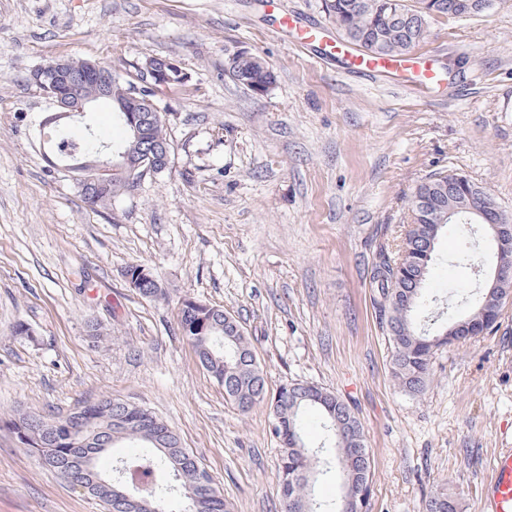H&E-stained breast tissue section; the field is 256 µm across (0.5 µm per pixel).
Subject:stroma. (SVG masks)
<instances>
[{
    "label": "stroma",
    "instance_id": "35a3bbf8",
    "mask_svg": "<svg viewBox=\"0 0 512 512\" xmlns=\"http://www.w3.org/2000/svg\"><path fill=\"white\" fill-rule=\"evenodd\" d=\"M286 13L329 24L321 0H0V512H104L2 423L105 395L166 421L233 512H278L270 407L225 400L179 330L187 298L240 321L269 390L309 382L355 410L373 459L363 512H423L440 488L480 512L490 458L512 442V300L490 332L435 351L415 398L392 380L371 270L431 174H462L512 214V0L431 20L414 53L441 77L420 91L345 73L281 29ZM237 52L274 70L267 93L226 73ZM148 55L189 75L154 97L170 169L89 206L41 155L49 100L27 77L57 58L125 76ZM437 253L427 293L444 302L476 295L475 266L494 261L454 224ZM134 263L163 296L130 288Z\"/></svg>",
    "mask_w": 512,
    "mask_h": 512
}]
</instances>
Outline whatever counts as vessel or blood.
<instances>
[{
    "instance_id": "b4317fda",
    "label": "vessel or blood",
    "mask_w": 512,
    "mask_h": 512,
    "mask_svg": "<svg viewBox=\"0 0 512 512\" xmlns=\"http://www.w3.org/2000/svg\"><path fill=\"white\" fill-rule=\"evenodd\" d=\"M296 40L301 46L319 45L325 54L339 57L348 73L369 76L389 73L401 85L426 86L437 80L432 65L425 60L411 63L385 56L368 57L337 40H326L319 24L297 27ZM491 478L484 488L482 512H512V448L500 449L490 461Z\"/></svg>"
}]
</instances>
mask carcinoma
<instances>
[{
    "instance_id": "1",
    "label": "carcinoma",
    "mask_w": 512,
    "mask_h": 512,
    "mask_svg": "<svg viewBox=\"0 0 512 512\" xmlns=\"http://www.w3.org/2000/svg\"><path fill=\"white\" fill-rule=\"evenodd\" d=\"M323 8L347 43L363 52L392 57L414 49L425 38L434 15L448 16V0H414L412 5L406 0H323ZM104 70L112 73L106 100L112 102L113 120L124 132L118 144L131 150L132 161L152 158L159 173H164L170 165V145L163 114L152 107L144 108L140 112V137L131 138L117 107L132 93L136 79L123 78L109 66ZM228 72L245 88L270 87L276 80L266 61L252 53L230 60ZM68 74L84 89L98 85V78L85 73L80 61L71 62ZM53 116L52 112L46 113L47 124L40 129L45 158L64 166L73 157L97 155L101 147L97 136L71 139L61 133V124ZM78 185L83 199L91 204H105L122 190L118 179L106 184L80 181ZM448 193V178L440 173L418 184L408 208L415 213L418 204L425 206L419 219L421 228L406 234L402 261L382 249L372 267L371 286L377 293L380 325L392 353V376L402 391L413 397L427 391L434 351L446 344L442 334L457 319L456 311L448 306L436 316L433 326L421 324V316L431 307L423 294L436 259V248L430 247V240L444 232V227L434 221L438 210L448 205ZM496 300V296L482 293L475 301L465 299L461 304L467 307L465 315L469 316L481 305L487 310L497 307ZM224 315L223 309L199 301L195 305L181 304L178 320L182 335L206 359L202 367L223 383L225 398L240 413L247 414L266 400V379L250 371L247 356L252 348L247 336L225 335ZM314 394L316 399L302 400L296 406L286 400L271 402L273 412L283 419L277 434L282 448L279 482L286 483L281 491L282 512H341L344 500L356 494L362 480L370 479V451L360 419L339 397L333 412L319 402L323 395L331 396L333 392L317 386ZM308 410L321 416L324 442L333 448L332 455L324 460L304 439V415ZM9 427L23 448L36 454L44 466L65 481L82 473L84 455H92L96 463L110 449L125 445L131 452L116 458L115 467L134 472L144 490L158 501L161 512H193L191 495L200 493L194 464L187 460L181 470L174 469L171 458L181 451L180 438L146 408L106 396L84 405L66 420L18 412L10 419ZM315 469L339 474L342 494L336 502L324 504L313 497L305 474ZM424 512H458V504L440 489L425 500Z\"/></svg>"
}]
</instances>
